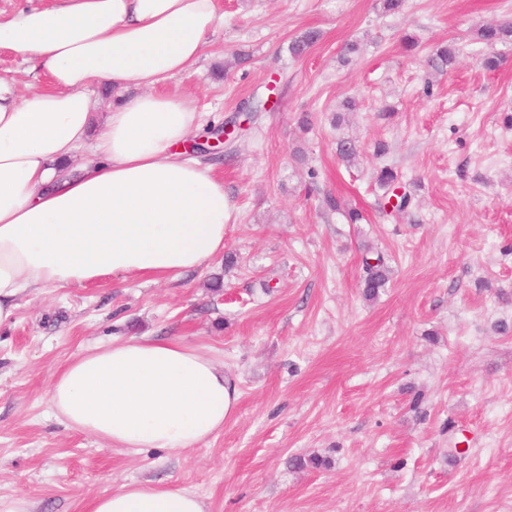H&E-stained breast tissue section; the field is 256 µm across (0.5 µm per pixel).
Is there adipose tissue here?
Instances as JSON below:
<instances>
[{
	"label": "adipose tissue",
	"instance_id": "ef3b65f1",
	"mask_svg": "<svg viewBox=\"0 0 512 512\" xmlns=\"http://www.w3.org/2000/svg\"><path fill=\"white\" fill-rule=\"evenodd\" d=\"M224 28L216 0H54L0 11V48L50 76L40 93L0 83V324L17 298L198 269L224 252L231 204L182 151L204 122L193 97L156 92ZM141 94L127 98L129 85ZM112 87L101 113L93 88ZM79 169L71 164L80 152ZM238 392L224 366L176 339L107 342L51 382L54 415L113 448L180 453L224 428ZM87 512H207L195 494L131 482Z\"/></svg>",
	"mask_w": 512,
	"mask_h": 512
}]
</instances>
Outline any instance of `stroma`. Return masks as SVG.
<instances>
[{
  "label": "stroma",
  "instance_id": "stroma-1",
  "mask_svg": "<svg viewBox=\"0 0 512 512\" xmlns=\"http://www.w3.org/2000/svg\"><path fill=\"white\" fill-rule=\"evenodd\" d=\"M216 2L223 31L160 89L193 95L211 129L239 126L221 154L198 156L224 180L237 263L23 294L0 326V497L86 512L139 481L193 492L207 512H512V43L488 71L478 60L492 50L471 34L512 18V0H405L395 15L379 0ZM308 30L317 42L291 57ZM351 40L361 51L341 64ZM440 44L458 51L443 73L421 60ZM0 80L50 85L5 49ZM348 97L357 110L333 126ZM250 100L263 108L247 116ZM342 138L359 147L354 165L336 154ZM383 166L408 209L387 204ZM329 194L363 221L327 209ZM379 253L390 279L369 302L362 260ZM139 336L223 364L239 394L223 431L179 454H133L53 418L54 373ZM312 454L326 467H290Z\"/></svg>",
  "mask_w": 512,
  "mask_h": 512
}]
</instances>
